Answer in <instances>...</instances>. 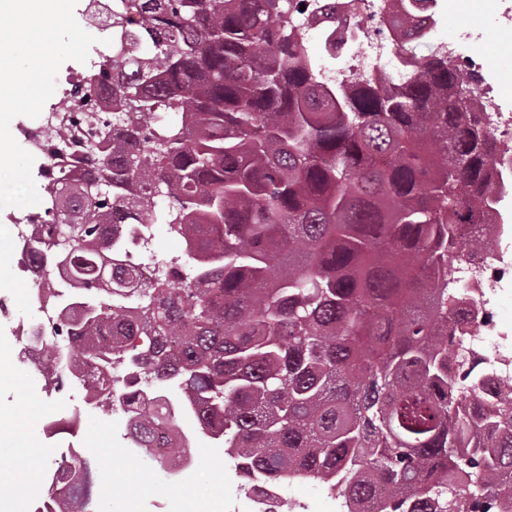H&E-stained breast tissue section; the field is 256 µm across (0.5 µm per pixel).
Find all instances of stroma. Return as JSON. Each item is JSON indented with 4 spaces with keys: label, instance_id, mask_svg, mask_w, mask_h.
Instances as JSON below:
<instances>
[{
    "label": "stroma",
    "instance_id": "1",
    "mask_svg": "<svg viewBox=\"0 0 512 512\" xmlns=\"http://www.w3.org/2000/svg\"><path fill=\"white\" fill-rule=\"evenodd\" d=\"M20 215L16 207L0 211V241L10 243L12 258L6 281L0 285V294L8 299V314L0 319V346L10 351L14 372L13 382L0 386V405L15 406L20 411L10 425L11 434L34 448L51 447L61 452L78 448L96 459L101 464L98 479L122 512H176L173 477L153 460L135 452L123 421L86 405L77 386L47 392L36 370L21 363L15 344L17 327L35 319L37 313L29 307L27 292L21 285L25 273L18 264L20 247L12 242L11 227ZM60 404L67 411L80 413V427L72 434L47 437L41 428L42 420L52 416ZM182 427L199 438L207 481L223 489L222 512H247L248 492L235 475L233 459L224 458L221 443L201 436L194 419L183 420Z\"/></svg>",
    "mask_w": 512,
    "mask_h": 512
}]
</instances>
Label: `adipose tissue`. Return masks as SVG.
Instances as JSON below:
<instances>
[{
    "label": "adipose tissue",
    "instance_id": "obj_1",
    "mask_svg": "<svg viewBox=\"0 0 512 512\" xmlns=\"http://www.w3.org/2000/svg\"><path fill=\"white\" fill-rule=\"evenodd\" d=\"M13 416L12 410H0V512H24L27 492L40 486V473L30 454L4 428Z\"/></svg>",
    "mask_w": 512,
    "mask_h": 512
}]
</instances>
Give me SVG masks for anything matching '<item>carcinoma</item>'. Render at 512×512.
I'll use <instances>...</instances> for the list:
<instances>
[{
	"label": "carcinoma",
	"mask_w": 512,
	"mask_h": 512,
	"mask_svg": "<svg viewBox=\"0 0 512 512\" xmlns=\"http://www.w3.org/2000/svg\"><path fill=\"white\" fill-rule=\"evenodd\" d=\"M417 0H394L399 25ZM294 0H118L122 128L88 166H39L44 223L22 260L61 269L85 305L39 365L95 364L93 407L137 409L133 447L192 455L168 397L224 441L248 490L313 478L371 512H490L512 490V382L485 392L448 262L486 249L512 195V147L482 117L475 78L430 52L403 82L318 80L288 23ZM177 119L158 126L161 113ZM161 220L187 260L145 283L112 225ZM26 512L64 498L100 512L90 457L52 463Z\"/></svg>",
	"instance_id": "carcinoma-1"
}]
</instances>
